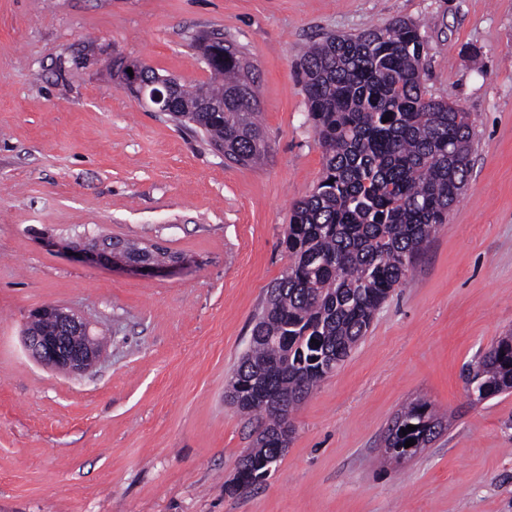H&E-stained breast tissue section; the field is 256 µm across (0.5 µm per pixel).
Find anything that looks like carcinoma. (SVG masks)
Listing matches in <instances>:
<instances>
[{"label": "carcinoma", "instance_id": "carcinoma-1", "mask_svg": "<svg viewBox=\"0 0 512 512\" xmlns=\"http://www.w3.org/2000/svg\"><path fill=\"white\" fill-rule=\"evenodd\" d=\"M212 79L180 84L172 117L194 125L224 157L256 165L266 145L250 65L220 33L202 38ZM418 26L399 19L355 35L326 36L303 55L301 77L323 149V175L298 201L284 243L290 264L268 292L249 348L232 378L238 409L268 424L241 462L261 471L286 450L283 414L251 400L263 390L292 408L366 336L375 312L445 223L470 170V114L424 91ZM389 121L382 122L383 117ZM476 399L512 390V335L469 372ZM409 425L416 429L405 434ZM425 402L388 429L386 453L401 461L438 434Z\"/></svg>", "mask_w": 512, "mask_h": 512}]
</instances>
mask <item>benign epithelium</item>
I'll use <instances>...</instances> for the list:
<instances>
[{
	"label": "benign epithelium",
	"instance_id": "obj_1",
	"mask_svg": "<svg viewBox=\"0 0 512 512\" xmlns=\"http://www.w3.org/2000/svg\"><path fill=\"white\" fill-rule=\"evenodd\" d=\"M177 84L178 81L172 79L155 80L142 88L140 99L143 102L148 100L155 106L170 104ZM60 247L79 254L92 264L112 267L120 265L139 272H160L178 263V258L167 256L154 244L145 245L140 255L132 257L126 253L122 244L106 236L81 235L60 244ZM38 317L51 319L58 327V334L39 336L30 330V322ZM75 331L89 333V322L65 306L49 304L30 313L22 331V343L37 363L69 377L79 378L99 361L101 351L75 342L72 336Z\"/></svg>",
	"mask_w": 512,
	"mask_h": 512
}]
</instances>
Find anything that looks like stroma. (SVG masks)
<instances>
[{"mask_svg": "<svg viewBox=\"0 0 512 512\" xmlns=\"http://www.w3.org/2000/svg\"><path fill=\"white\" fill-rule=\"evenodd\" d=\"M398 19L425 42L423 83L469 112L467 182L403 283L291 413L270 475L229 493L264 421L228 398L283 275L294 204L323 172L300 75L305 48ZM220 32L253 64L263 164L224 158L124 89L113 61L186 83ZM159 245L139 274L60 246ZM59 304L103 336L73 379L21 331ZM512 332V0H0V512H512V392L475 401L469 370ZM446 429L384 454L408 404Z\"/></svg>", "mask_w": 512, "mask_h": 512, "instance_id": "stroma-1", "label": "stroma"}]
</instances>
